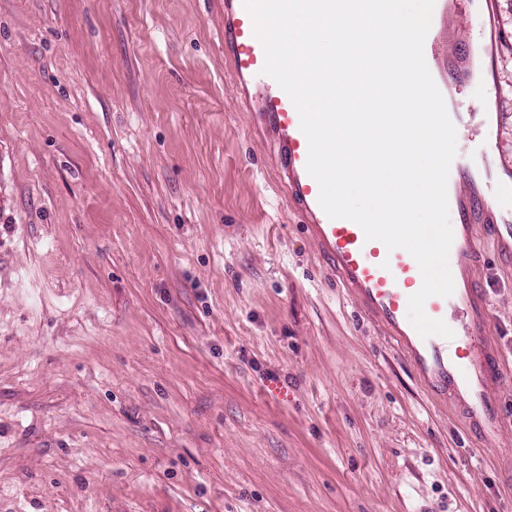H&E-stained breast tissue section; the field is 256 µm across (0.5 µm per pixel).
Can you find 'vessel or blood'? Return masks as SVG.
I'll return each mask as SVG.
<instances>
[{
  "label": "vessel or blood",
  "instance_id": "1",
  "mask_svg": "<svg viewBox=\"0 0 512 512\" xmlns=\"http://www.w3.org/2000/svg\"><path fill=\"white\" fill-rule=\"evenodd\" d=\"M470 5L484 17L478 40L459 38L455 31L429 30L424 57L456 129L471 132L481 143L478 158L456 154L447 183L448 207L455 215L448 263L455 281L450 297L432 296L425 313L443 320L454 336L421 337L408 319V301L422 286L415 259L405 250H387L367 239L360 225L332 219L319 203V185L306 170L308 140L287 93L263 74L265 51L255 35L254 21L243 0H224V48L237 88H254L264 110L257 118L277 151L279 173L288 200L298 212L331 275L351 295L361 311L377 320L407 357L425 387L438 394L454 393L469 403L472 418L498 424L496 391L501 365L483 344L489 318L486 298L472 279L467 259L476 250V225L490 226L497 251L512 254V161L499 158V124L485 112L470 111L464 101L475 76L497 98L500 80L498 55L502 49L496 0H451L454 9Z\"/></svg>",
  "mask_w": 512,
  "mask_h": 512
}]
</instances>
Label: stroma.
Returning <instances> with one entry per match:
<instances>
[{
  "label": "stroma",
  "mask_w": 512,
  "mask_h": 512,
  "mask_svg": "<svg viewBox=\"0 0 512 512\" xmlns=\"http://www.w3.org/2000/svg\"><path fill=\"white\" fill-rule=\"evenodd\" d=\"M473 276L493 431L329 276L224 0H0V512H512V258Z\"/></svg>",
  "instance_id": "35a3bbf8"
}]
</instances>
